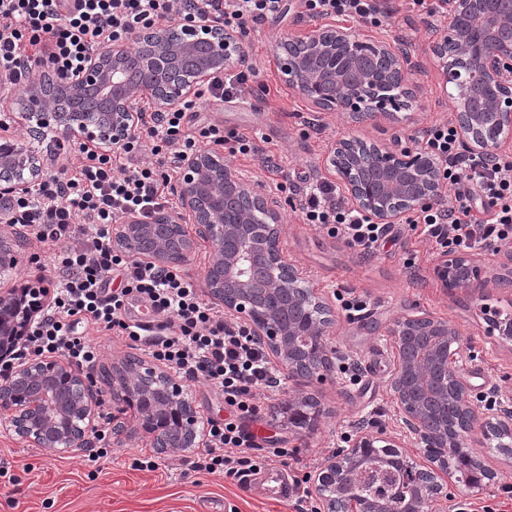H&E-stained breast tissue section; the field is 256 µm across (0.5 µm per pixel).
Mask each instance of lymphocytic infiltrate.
Wrapping results in <instances>:
<instances>
[{
    "mask_svg": "<svg viewBox=\"0 0 512 512\" xmlns=\"http://www.w3.org/2000/svg\"><path fill=\"white\" fill-rule=\"evenodd\" d=\"M298 6L300 22L336 18L375 29L390 26L394 14L389 0H299ZM187 9L245 35L280 16L284 0H0V82L28 84L44 60L61 71L76 69L97 44L126 39ZM257 76L251 65L229 69L178 111H142L123 144L80 146L60 172L1 207L13 232L59 249L53 303L24 338L21 354L59 353L92 369L96 339L118 336L180 378L205 381L222 395L227 414L208 420L205 444L187 465L241 485L266 460L298 457L293 448H264L248 426L282 389V375L248 325L225 319L191 281L113 248V224L130 215L147 222L174 209L180 159L208 144L234 158H260L278 174L276 189L297 202L301 223L323 226L359 255L375 254L392 231L348 206L335 183L300 185L255 138L201 119L208 100L245 99ZM418 144L437 160L450 192L440 206L409 217L410 231L441 253L512 251V155L488 160L471 153L449 121L424 129ZM134 301L151 310L152 321L132 322Z\"/></svg>",
    "mask_w": 512,
    "mask_h": 512,
    "instance_id": "lymphocytic-infiltrate-1",
    "label": "lymphocytic infiltrate"
}]
</instances>
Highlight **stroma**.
<instances>
[{"label":"stroma","instance_id":"stroma-1","mask_svg":"<svg viewBox=\"0 0 512 512\" xmlns=\"http://www.w3.org/2000/svg\"><path fill=\"white\" fill-rule=\"evenodd\" d=\"M285 17L250 32L246 46L250 62L259 72L260 90L247 103L214 101L204 117L240 133L260 132L265 150L271 151L289 173L310 180L335 179L330 163L335 144L357 138L379 149L399 152L416 148V136L437 121L453 119L454 105L440 81V63L432 52L441 31L429 29L415 15L398 9L384 30L352 24L361 40L403 41L418 62L411 77L415 100L410 110L396 119L375 125H358L339 112H316L310 102L290 88L279 63L281 40L306 33L310 25L296 21L297 0H285ZM317 119L321 133L302 136V122ZM284 241L289 260L306 276L316 292L328 299L354 293L368 306L355 319L337 313L331 344L358 370L357 382L343 374L314 383L311 395L328 408L314 432H290L272 415L252 423L259 438L276 448H296L307 463L299 471L312 478L321 462L344 447L362 420L375 429L395 432L398 424L389 378L395 367L392 344L386 330L406 314L426 313L456 324L463 336L464 372L475 391L495 389L512 397V339L501 335L494 321L497 312H512V292L488 289L470 297L445 286L438 276L439 254L428 250L406 224H398V239L389 241L374 256L351 253L326 230L300 223L293 208H286ZM0 238L11 242L19 261L8 285L12 288L42 285L55 287L58 280L54 248L42 247L40 270L25 260L32 250L18 241L11 228L0 227ZM414 267H406L408 255ZM124 419L133 433L111 455H46L37 448L0 435V468L14 483H0V512H296L293 499H256L237 482L220 475L187 470L182 455L154 454L152 436L135 409H125ZM486 464L498 474L488 490L470 495L468 512H512V459L492 448L481 451ZM153 456L157 467L144 470L143 456Z\"/></svg>","mask_w":512,"mask_h":512}]
</instances>
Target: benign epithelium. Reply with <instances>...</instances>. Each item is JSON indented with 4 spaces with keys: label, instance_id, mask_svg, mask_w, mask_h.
<instances>
[{
    "label": "benign epithelium",
    "instance_id": "obj_1",
    "mask_svg": "<svg viewBox=\"0 0 512 512\" xmlns=\"http://www.w3.org/2000/svg\"><path fill=\"white\" fill-rule=\"evenodd\" d=\"M507 24L512 26V0H451L448 26L434 46L443 59V86L456 87L458 135L466 148L486 156L501 145L497 138L492 142L486 138V114L494 117L496 131L512 133V35L501 33ZM279 49L288 84L319 111L344 112L357 123L373 124L409 107L408 89H403L401 102L385 91L390 82L406 85L414 71L404 44H373L354 39L346 28L314 27L281 42ZM248 64L237 33L206 25L189 14L129 41L101 44L88 53L79 70L56 79L52 90L43 86L44 75H39L20 98L27 140H0V201L31 193L44 176V157L29 144L45 129H53L60 140L78 137L115 146L136 128L140 100L150 99L158 112H172L224 69ZM414 158L410 149L389 155L393 168L383 175L382 192L376 196L365 193L349 175L353 168L373 164L374 158L352 157L340 142L333 150L332 165L352 208L375 224H398L444 197L436 167L419 166ZM179 167L178 208L155 214L147 224L128 216L112 225L113 247L176 270L201 244H208L206 286L211 298L224 307V315L246 322L272 362L297 385L324 378L342 359L328 342L336 312L315 292L309 301L320 314L308 320L290 315L284 293L302 277L285 251L281 198L269 186L224 164L216 149L186 155ZM253 209L262 211L263 223H252ZM456 269L464 270V275L454 288L470 295H481L488 288L471 257L441 256L442 280ZM50 298L45 287L0 289V364H12L8 373L0 375V433L47 455H78L92 447L103 397L96 376L62 357L34 355L21 363L12 361L18 333L29 332ZM10 310L20 311L23 327L18 333L2 318ZM388 336L397 354L390 378L397 417L404 433L424 448L429 465L418 467L402 451V438L361 431L351 447L336 450L315 471V512H382V504L362 495L353 482L355 472L370 467L365 461L368 448L388 450V471L393 476L409 473L414 478L404 512H462L458 498L443 490L444 478L451 472L449 449L464 450L484 472L486 482L472 491L485 490L496 475L475 449L488 445L496 433H512V401L485 403L472 398L463 373L461 334L447 320L425 314L403 316L393 321ZM435 368L454 384L453 403L460 420L453 434L409 386L414 379L427 390ZM160 381L166 383L164 403L140 416L154 421L151 447L172 453L204 447L201 413L169 368L141 362L131 367L126 360L112 366V408L121 412L127 399L150 397ZM308 403L310 395L298 391L273 413H283L291 431H311L328 411L319 404L310 409Z\"/></svg>",
    "mask_w": 512,
    "mask_h": 512
}]
</instances>
